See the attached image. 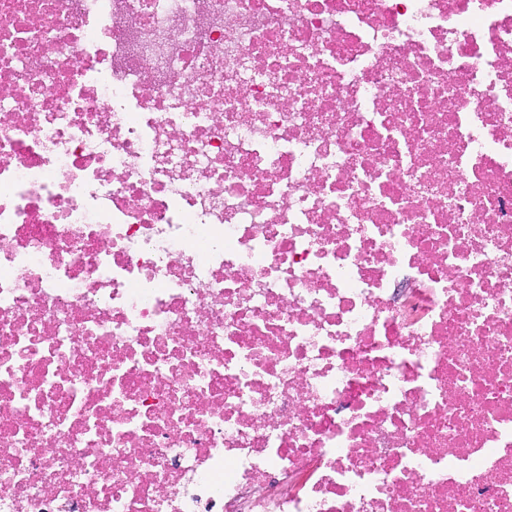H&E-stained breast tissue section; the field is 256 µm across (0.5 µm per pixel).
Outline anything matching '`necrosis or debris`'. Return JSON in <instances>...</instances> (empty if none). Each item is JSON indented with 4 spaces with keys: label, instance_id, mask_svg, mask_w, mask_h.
I'll use <instances>...</instances> for the list:
<instances>
[{
    "label": "necrosis or debris",
    "instance_id": "obj_1",
    "mask_svg": "<svg viewBox=\"0 0 512 512\" xmlns=\"http://www.w3.org/2000/svg\"><path fill=\"white\" fill-rule=\"evenodd\" d=\"M0 512H512V0H0Z\"/></svg>",
    "mask_w": 512,
    "mask_h": 512
}]
</instances>
